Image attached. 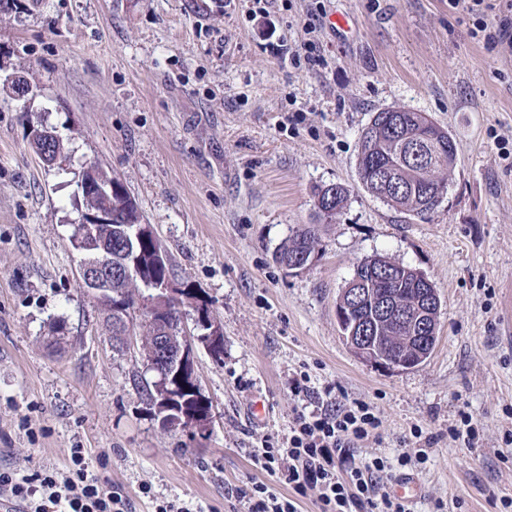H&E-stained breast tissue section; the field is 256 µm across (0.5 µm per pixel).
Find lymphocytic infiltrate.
<instances>
[{"mask_svg": "<svg viewBox=\"0 0 512 512\" xmlns=\"http://www.w3.org/2000/svg\"><path fill=\"white\" fill-rule=\"evenodd\" d=\"M451 8L473 19L471 34L487 45L512 48V0L496 6L493 0H448ZM322 9L309 11L300 43L279 44V55L294 67L320 62L317 32ZM410 434L425 445L419 454H400L397 459L373 455L355 459L356 448L369 441L382 442L380 418L371 402L326 397L316 410H295L284 440L270 439L250 453L254 465L275 476L291 489V496L277 494L267 484L249 482L236 496L246 512H298L300 498L316 492L320 512H408L407 505L386 490L397 470L413 469L428 459L436 442L423 427ZM67 472L46 471L17 477L0 472V490L22 504L24 512H129L119 489L100 486L88 473L81 449L71 451Z\"/></svg>", "mask_w": 512, "mask_h": 512, "instance_id": "1", "label": "lymphocytic infiltrate"}]
</instances>
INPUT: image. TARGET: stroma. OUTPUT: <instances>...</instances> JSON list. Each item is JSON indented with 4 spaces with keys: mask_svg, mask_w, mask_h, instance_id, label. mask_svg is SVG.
<instances>
[{
    "mask_svg": "<svg viewBox=\"0 0 512 512\" xmlns=\"http://www.w3.org/2000/svg\"><path fill=\"white\" fill-rule=\"evenodd\" d=\"M16 0L0 12V471H66L85 451L99 484L132 512L169 500L238 512L231 488L262 479L249 455L283 438L299 400L289 379L372 402L382 443L357 458L415 454L410 428L439 440L412 474L411 512H499L512 498V52L473 39L448 0H324L349 30L321 28L327 68L275 54L302 40L311 0ZM26 78L35 98L6 82ZM426 113L458 144L440 206L420 219L359 185L371 113ZM56 129L66 168L46 167L29 128ZM120 179L172 261L209 303L224 358L198 351L210 430L163 429L146 409L138 347L112 346L100 305L79 283L69 243L75 172ZM351 194L332 221L316 187ZM319 227L312 264L274 260L292 228ZM417 268L441 299L437 342L420 366L359 361L336 300L362 259ZM197 298V299H198ZM468 408L483 431L472 452L448 437Z\"/></svg>",
    "mask_w": 512,
    "mask_h": 512,
    "instance_id": "35a3bbf8",
    "label": "stroma"
}]
</instances>
